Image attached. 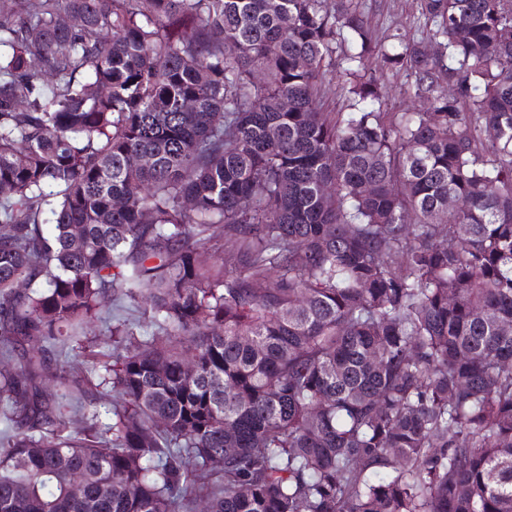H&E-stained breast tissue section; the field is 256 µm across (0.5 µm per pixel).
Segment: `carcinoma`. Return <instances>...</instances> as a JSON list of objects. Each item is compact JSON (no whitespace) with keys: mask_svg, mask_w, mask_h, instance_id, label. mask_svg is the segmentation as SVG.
I'll return each mask as SVG.
<instances>
[{"mask_svg":"<svg viewBox=\"0 0 512 512\" xmlns=\"http://www.w3.org/2000/svg\"><path fill=\"white\" fill-rule=\"evenodd\" d=\"M419 6L388 112L358 0H0V512H512V0ZM344 48L336 49V79H333L329 84L326 82L323 87L321 97V107L323 112H347V97L344 86L346 85V78L339 77L343 68L347 65L343 59ZM365 67L378 77L388 112H410L413 109V101L405 92L410 82L405 72L384 67L377 52L366 58ZM105 316V322L88 325L69 342L74 349L69 350V359L73 361L80 375L94 384L101 381L104 374L102 366L111 360L109 355L112 353V336L108 327L112 326V311L111 315Z\"/></svg>","mask_w":512,"mask_h":512,"instance_id":"obj_1","label":"carcinoma"}]
</instances>
